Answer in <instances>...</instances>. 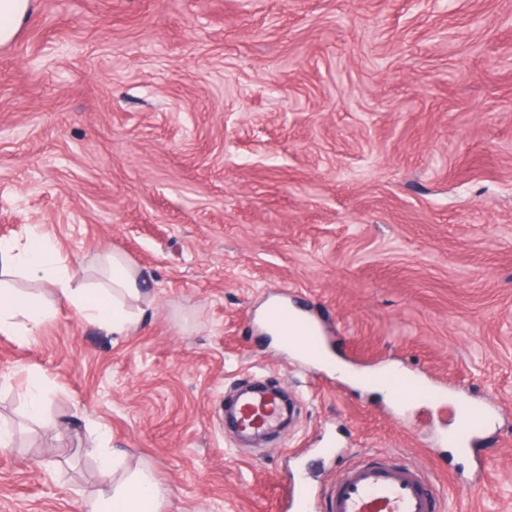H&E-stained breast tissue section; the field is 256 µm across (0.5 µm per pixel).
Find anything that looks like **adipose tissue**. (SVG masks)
Returning a JSON list of instances; mask_svg holds the SVG:
<instances>
[{
  "instance_id": "adipose-tissue-1",
  "label": "adipose tissue",
  "mask_w": 512,
  "mask_h": 512,
  "mask_svg": "<svg viewBox=\"0 0 512 512\" xmlns=\"http://www.w3.org/2000/svg\"><path fill=\"white\" fill-rule=\"evenodd\" d=\"M107 273L105 282L76 288L67 258L43 236L26 242L0 241V276L22 273L49 283L58 299L73 308L87 323L122 334L137 329L140 316L135 309L142 293L138 274L117 252L101 256ZM53 304L39 295L0 287V334L36 336L43 323L52 318ZM98 469L106 486L86 505L87 512H157L164 492L149 466L130 464L125 454L98 450Z\"/></svg>"
}]
</instances>
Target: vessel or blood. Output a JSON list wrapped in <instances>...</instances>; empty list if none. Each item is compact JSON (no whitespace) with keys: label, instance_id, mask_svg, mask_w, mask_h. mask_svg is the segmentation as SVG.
I'll return each mask as SVG.
<instances>
[{"label":"vessel or blood","instance_id":"obj_1","mask_svg":"<svg viewBox=\"0 0 512 512\" xmlns=\"http://www.w3.org/2000/svg\"><path fill=\"white\" fill-rule=\"evenodd\" d=\"M271 315L293 323L304 347L311 353L321 352L324 339L314 322L297 318L282 305L275 306ZM370 381L389 387L404 400L433 397L426 383L401 372H380L371 376ZM286 415L277 388L262 379L240 389L224 409L228 430L240 442L256 434L275 433ZM326 495L328 512H438L440 497L428 473L382 456L353 462Z\"/></svg>","mask_w":512,"mask_h":512}]
</instances>
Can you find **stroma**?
Here are the masks:
<instances>
[{"label": "stroma", "mask_w": 512, "mask_h": 512, "mask_svg": "<svg viewBox=\"0 0 512 512\" xmlns=\"http://www.w3.org/2000/svg\"><path fill=\"white\" fill-rule=\"evenodd\" d=\"M34 3L0 46V240L50 238L77 288L121 252L149 302L127 335L63 304L0 335V512H82L103 427L160 512H284L368 451L430 472L441 512H512V0ZM270 301L443 397L301 361ZM254 374L297 412L239 448L221 404ZM455 398L497 409L471 454L436 443ZM27 406L31 415L42 416L44 410V380L39 374H33L26 386Z\"/></svg>", "instance_id": "1"}]
</instances>
